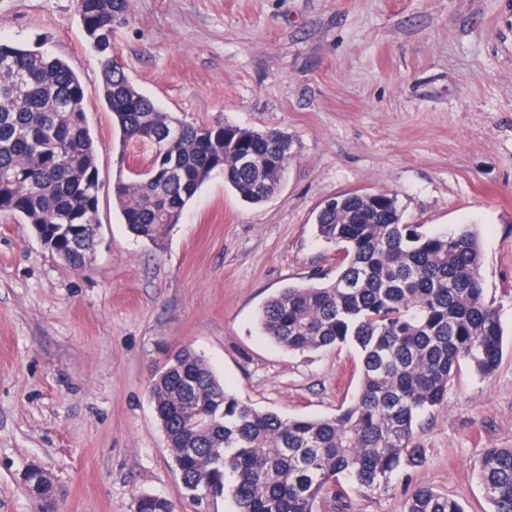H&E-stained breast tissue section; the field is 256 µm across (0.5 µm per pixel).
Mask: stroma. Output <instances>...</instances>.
I'll return each mask as SVG.
<instances>
[{
  "label": "stroma",
  "mask_w": 512,
  "mask_h": 512,
  "mask_svg": "<svg viewBox=\"0 0 512 512\" xmlns=\"http://www.w3.org/2000/svg\"><path fill=\"white\" fill-rule=\"evenodd\" d=\"M131 13L114 45L144 94L193 124L286 131L295 156L259 205L214 174L159 246L101 194L80 270L0 219V512H40L21 482L33 464L57 512H135L142 495L196 512L148 394L182 347L253 408L324 417L348 403L353 347L291 354L257 320L280 288L334 266L314 224L334 195L392 193L408 223L476 227L486 296L512 330V0H131ZM0 40L43 41L79 74L101 181L144 163L96 95L76 0H0ZM418 440L422 466L389 491L351 490L343 512H403L420 486L490 512L476 465L512 448V349L490 377L456 378Z\"/></svg>",
  "instance_id": "stroma-1"
}]
</instances>
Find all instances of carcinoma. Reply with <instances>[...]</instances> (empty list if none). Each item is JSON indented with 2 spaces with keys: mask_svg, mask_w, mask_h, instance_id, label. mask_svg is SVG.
<instances>
[{
  "mask_svg": "<svg viewBox=\"0 0 512 512\" xmlns=\"http://www.w3.org/2000/svg\"><path fill=\"white\" fill-rule=\"evenodd\" d=\"M98 56L99 95L125 144L147 147L150 171L119 174L104 189L86 110L87 89L60 57L0 41V217L30 225L40 242L81 268L99 224V197H114L128 231L154 245L179 223L215 171L249 204L278 189L293 139L228 121L194 125L163 111L116 63L112 37L130 0H76ZM254 159L248 168L237 157ZM316 215L336 245L333 277L280 289L261 329L290 353L350 345L360 356L353 400L330 417L282 418L241 401L203 356L183 348L149 387L183 495L199 507L228 498L234 512H314L355 485L385 490L421 465V418L443 408L462 370L488 377L503 351L500 309L486 299L478 235L463 224L429 232L404 223L397 196L350 192ZM478 478L492 512H512V448L490 447ZM145 495L136 512H176ZM405 512H465L428 487Z\"/></svg>",
  "mask_w": 512,
  "mask_h": 512,
  "instance_id": "cac0c4a2",
  "label": "carcinoma"
}]
</instances>
